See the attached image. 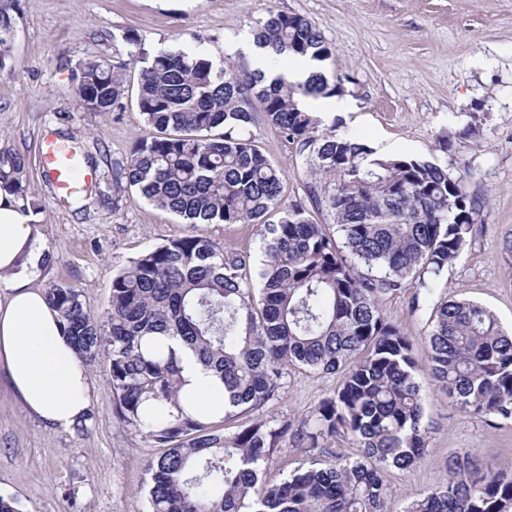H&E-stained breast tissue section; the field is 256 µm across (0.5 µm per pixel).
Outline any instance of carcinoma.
Returning a JSON list of instances; mask_svg holds the SVG:
<instances>
[{
    "label": "carcinoma",
    "instance_id": "carcinoma-1",
    "mask_svg": "<svg viewBox=\"0 0 512 512\" xmlns=\"http://www.w3.org/2000/svg\"><path fill=\"white\" fill-rule=\"evenodd\" d=\"M256 45L324 62L333 54L300 15L271 10ZM11 16L0 11V70L12 59ZM136 103L147 133L122 166L149 204L193 227L142 253L112 278L106 322L79 290L46 289L82 360L106 358L121 423L162 449L150 466L151 512H387L391 469L413 468L428 447L424 395L413 343L390 323L383 302L413 281L427 294L468 244L476 205L470 166L456 170L418 157H375L359 139L322 127L300 97H329L341 80L319 69L303 84L265 83L246 65L213 60L200 48L140 57ZM127 64L89 61L75 75L89 109L123 98ZM261 115L324 175L309 187L334 224L306 207H279L283 172L248 134ZM28 162L0 151V190L27 201ZM264 224V259L253 278L247 254L199 232L201 224ZM429 373L463 411L512 419V335L486 307L437 298L427 320ZM155 336H176L224 382V400L252 419L203 422L179 404L180 365ZM342 374L336 392L299 426L258 413L281 388L284 370ZM171 406L177 413L166 412ZM310 453L308 466L267 483L262 470L287 437ZM350 438L357 458L331 447ZM442 485L403 512H512V469L456 453Z\"/></svg>",
    "mask_w": 512,
    "mask_h": 512
}]
</instances>
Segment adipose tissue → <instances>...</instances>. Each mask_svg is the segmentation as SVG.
Instances as JSON below:
<instances>
[{
  "instance_id": "adipose-tissue-1",
  "label": "adipose tissue",
  "mask_w": 512,
  "mask_h": 512,
  "mask_svg": "<svg viewBox=\"0 0 512 512\" xmlns=\"http://www.w3.org/2000/svg\"><path fill=\"white\" fill-rule=\"evenodd\" d=\"M39 231L13 196L0 191V368L25 410L52 429L69 430L86 418L92 385L43 290L31 287L44 253ZM161 343L181 366V405L202 420L224 414V386L176 339Z\"/></svg>"
}]
</instances>
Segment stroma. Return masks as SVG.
Returning a JSON list of instances; mask_svg holds the SVG:
<instances>
[{"mask_svg": "<svg viewBox=\"0 0 512 512\" xmlns=\"http://www.w3.org/2000/svg\"><path fill=\"white\" fill-rule=\"evenodd\" d=\"M13 19V60L0 71V149L25 155L33 218L46 256L32 284L64 282L104 315L112 276L129 260L189 225L147 203L134 190H115L113 172L145 127L134 98L107 112L88 110L74 75L92 60H124L174 46H201L212 58L247 60L242 45L268 11L303 16L333 48L323 64L342 79L353 109L333 113L337 125L378 156L423 157L456 169L478 204L466 248L439 277L443 297L489 308L512 329V0H0ZM477 136L462 138L468 125ZM265 155L285 176L282 208L308 203L319 181L295 145L256 119L250 127ZM72 141L95 168L92 195L56 199L43 174V137ZM450 137V151L439 147ZM211 240L263 259L254 224H205ZM414 288L385 300L387 316L412 337L426 392L428 448L407 471L387 474L396 489L389 512H402L418 494L442 485L449 456L465 450L481 463L512 467V419L487 420L462 411L427 367L428 313L411 312ZM89 416L67 431L46 429L20 405L0 374V495L18 512H149L148 465L158 450L115 415L107 361L89 367ZM340 374L289 367L276 398L262 409L269 420L300 422L338 387Z\"/></svg>", "mask_w": 512, "mask_h": 512, "instance_id": "1", "label": "stroma"}]
</instances>
